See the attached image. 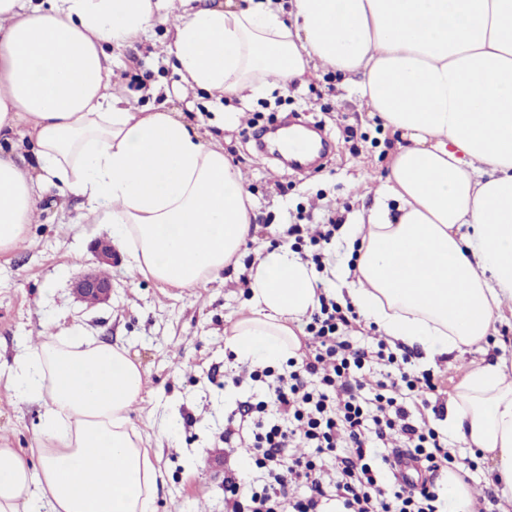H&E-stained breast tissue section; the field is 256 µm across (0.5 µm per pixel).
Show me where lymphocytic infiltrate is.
<instances>
[{"mask_svg":"<svg viewBox=\"0 0 512 512\" xmlns=\"http://www.w3.org/2000/svg\"><path fill=\"white\" fill-rule=\"evenodd\" d=\"M356 321L352 307L321 297L306 326L315 349L288 359L285 371L250 372L267 394L240 403L238 414L251 424L243 449L262 480L245 472L226 477V512H319L321 501L332 497L341 512H440L434 474L461 472L471 462L455 459L416 414L418 403L436 394L435 378L411 371L408 355L354 347ZM376 360L396 372L369 389L363 376ZM299 441L306 454L295 452ZM402 457L417 463L426 479L397 475L391 464Z\"/></svg>","mask_w":512,"mask_h":512,"instance_id":"obj_1","label":"lymphocytic infiltrate"}]
</instances>
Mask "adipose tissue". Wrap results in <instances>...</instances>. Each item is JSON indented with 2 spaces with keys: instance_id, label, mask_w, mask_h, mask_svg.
I'll use <instances>...</instances> for the list:
<instances>
[{
  "instance_id": "ef3b65f1",
  "label": "adipose tissue",
  "mask_w": 512,
  "mask_h": 512,
  "mask_svg": "<svg viewBox=\"0 0 512 512\" xmlns=\"http://www.w3.org/2000/svg\"><path fill=\"white\" fill-rule=\"evenodd\" d=\"M0 0V253L28 235L49 186L112 227L128 269L176 288L217 277L250 237L242 172L181 115L112 84L109 47L160 23L180 89L217 102L342 73L407 142L373 206L344 228L334 295L426 358L483 345L512 303V0ZM226 344L251 365L295 356L317 276L282 246L258 256ZM44 406L39 469L0 448V512H154L162 474L129 413L145 386L127 350L43 334L15 359ZM448 431L512 503V363L466 375Z\"/></svg>"
}]
</instances>
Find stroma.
I'll list each match as a JSON object with an SVG mask.
<instances>
[{"mask_svg":"<svg viewBox=\"0 0 512 512\" xmlns=\"http://www.w3.org/2000/svg\"><path fill=\"white\" fill-rule=\"evenodd\" d=\"M168 39L166 25L160 24L148 40L116 53L112 83L136 98L138 106L166 103L223 142L225 155L244 175L254 215L245 261H252L255 251L284 245L288 225L311 228L330 212L347 224L371 207L373 190L388 175L404 139L368 111L342 75L321 68L288 89L271 87L231 103L232 111L247 120L296 112L307 125L328 133L329 162L297 173L279 157L258 155L241 129L225 130L221 109L209 95L176 94ZM347 126L355 132L349 142L343 136ZM86 206L80 196L48 190L26 242L0 254V445L30 452L43 412L41 402L13 395L8 377L16 353L36 343L44 329L65 335L77 326L96 340L124 347L144 372L146 386L130 419L164 474L155 512H224V470L244 464L237 448L224 443L225 417L240 401L264 395L261 384L237 387L226 381L243 368L224 345L247 311L241 273L229 267L201 287L175 288L148 275L130 276L121 258L108 268L110 302L86 307L74 299L72 283L78 269L94 266L96 243L112 236L111 225L83 222ZM502 353L512 355L510 311L497 323L487 350L471 348L432 360L414 352L416 370L432 371L440 379L436 407L423 411L430 425L446 431L448 397L470 370Z\"/></svg>","mask_w":512,"mask_h":512,"instance_id":"1","label":"stroma"}]
</instances>
